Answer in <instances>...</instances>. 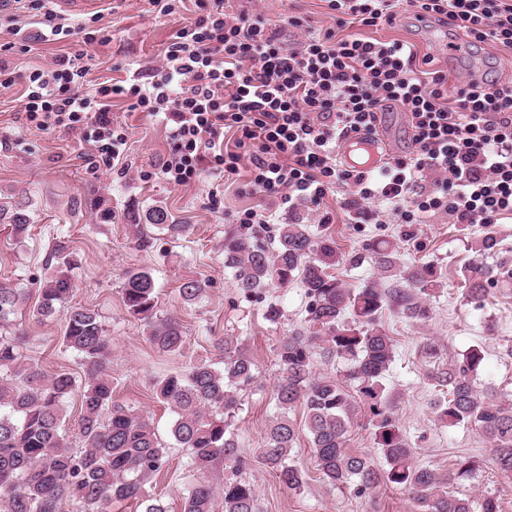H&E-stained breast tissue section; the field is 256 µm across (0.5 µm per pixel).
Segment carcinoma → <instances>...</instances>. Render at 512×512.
<instances>
[{"label":"carcinoma","mask_w":512,"mask_h":512,"mask_svg":"<svg viewBox=\"0 0 512 512\" xmlns=\"http://www.w3.org/2000/svg\"><path fill=\"white\" fill-rule=\"evenodd\" d=\"M130 224L146 222L179 237L190 225L177 224L171 213L154 206L142 213H126ZM17 239L29 231V216L17 209L8 217ZM379 270L394 267L393 245L378 240L369 246ZM53 258L57 267L38 283L37 315L47 319L68 301L71 293L67 246L59 243ZM336 246L313 234L310 225L293 220L280 225L278 244L270 248L245 226L224 237V268L246 297H261L267 288L286 287L299 280L307 298L304 323L279 337L276 355L281 375L274 396L278 416L269 426L260 457L290 490L301 488L305 472L292 455L298 432L288 413L304 406L317 470L335 487L366 492L380 485L408 491L419 512H500L493 497L476 502L448 491V483L469 476L475 464L460 459L448 478L415 462L386 393L385 379L393 360V338L379 325L387 305L413 319H426L430 292L440 286L441 271L430 264L399 271L400 287L386 290L372 280L351 290L331 273ZM467 295L481 303L491 284V273L476 260L463 271ZM207 282L189 278L180 286L184 302L192 304ZM122 299L127 312L144 322L150 343L169 355L181 353L183 327L173 316L158 315L155 282L149 270L123 273ZM28 302L23 288L0 282V328L8 326ZM23 337L0 335V512H63L72 501L81 512H112L119 501H140L146 483L166 465V448L144 415L112 401L108 361L112 338L99 315L85 307L68 310L62 345L75 353L83 371L81 380L67 372L46 373L26 361L20 351ZM224 366L208 361L193 364L184 373L168 374L155 383L157 399L176 414L170 435L190 451L189 464L197 476L184 496L183 512H257V493L242 478L247 465L233 431L243 392L256 379L253 360L239 339L219 341ZM341 359L344 381L316 373L317 356ZM481 349L473 348L448 363L444 382L448 398L436 405L437 417L450 426H474L491 443L497 467L512 472V400L477 386L483 363ZM80 398L78 431L63 428L64 403ZM371 414L374 443L385 465L364 453L346 448L348 434L361 406Z\"/></svg>","instance_id":"obj_1"}]
</instances>
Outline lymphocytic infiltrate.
<instances>
[{
	"label": "lymphocytic infiltrate",
	"mask_w": 512,
	"mask_h": 512,
	"mask_svg": "<svg viewBox=\"0 0 512 512\" xmlns=\"http://www.w3.org/2000/svg\"><path fill=\"white\" fill-rule=\"evenodd\" d=\"M40 37L81 36L83 49L27 72L0 59V88L24 82L26 125L74 131L90 143L88 168L121 160L126 128L111 102L164 115L172 149L159 175L178 187L203 171L231 179L248 169L250 193L294 211L321 206L337 187H351L344 206L352 223L376 224L371 205L388 203L399 223L443 213L456 224H494L512 215V82L467 79L449 84L414 44L359 36L360 27L393 23L401 5L418 20L460 32L473 47L512 48V0H326L335 27L301 28L286 48L282 28L259 12H230L224 0H199L194 16L172 35L160 66L84 89L86 24L63 23L50 0H32ZM407 114L411 150L370 172L343 168L336 152L349 136L376 131L387 105ZM233 145H226L228 133ZM432 187H425V180Z\"/></svg>",
	"instance_id": "f902f5d3"
}]
</instances>
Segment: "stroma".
I'll return each instance as SVG.
<instances>
[{"instance_id": "stroma-1", "label": "stroma", "mask_w": 512, "mask_h": 512, "mask_svg": "<svg viewBox=\"0 0 512 512\" xmlns=\"http://www.w3.org/2000/svg\"><path fill=\"white\" fill-rule=\"evenodd\" d=\"M58 14L72 21L98 15L97 40L90 48L89 80L99 83L125 78L127 70L149 67L162 56L170 37L183 27L195 9V0H181L176 13L157 16L149 0H53ZM231 11L258 10L273 23L300 16L317 27L331 25L324 0H229ZM40 25L29 17L22 35H13L8 17L0 16V44H10L9 60L20 70L44 66L63 52L72 51L73 40L44 43L38 40ZM361 36L413 42L419 54L434 56L435 65L451 79L486 75L500 81L512 79V49L464 47L456 37L455 49L441 52L433 28L425 27L402 11L392 24L360 28ZM22 84L0 89V206L27 211L31 228L24 241L9 237L0 227V281H11L35 293L34 281L52 273L51 250L56 242L67 244L74 266L70 271L73 292L68 306H84L97 312L112 338L110 369L116 402L147 416L158 437L167 445L168 463L145 491L162 499L168 512H183V495L194 482L186 449L173 445L170 426L174 414L157 401L153 387L169 373L186 371L193 363H221L217 339L238 337L257 369V379L247 390L235 419L239 446L248 459L242 476L258 494V512H416L417 505L405 491L381 486L360 495L324 482L316 469L311 442L304 432L305 411L290 413L300 434L294 450L296 462L306 474L304 485L290 490L259 458V450L278 409L272 389L281 371L276 356L279 336L304 322L306 298L299 284L266 289L261 299L244 297L224 267V237L237 232V211L254 205L255 196L243 193L241 183L226 184L220 208H213L208 192L213 177L174 187L159 177L140 180L136 172L160 166L171 144L162 120L133 112L127 102L112 103V118L128 128L125 156L118 164L87 169L74 135L26 127L21 114ZM347 188H337L322 208L333 221L318 223L307 206L298 215L316 234L332 239L339 262L334 274L346 287L357 289L371 279L383 288L397 280L380 278L369 246L385 239L396 247V265L405 269L432 264L442 273L441 285L428 300L430 315L424 320L406 318L394 306L385 307L379 323L394 340V360L386 385L392 395L399 423L419 463L448 474L457 460L476 465L473 476L453 482L450 492L475 499L489 495L499 501L500 512H512V473L492 464L491 445L481 431L451 427L438 420L435 404L446 394L437 378L450 361L472 348L484 353L476 382L480 387L512 396V219L496 224H455L446 215H426L422 223L406 227L397 223L390 209H383L378 224L349 223L341 203ZM166 207L177 222L189 225L185 236L173 238L150 224L127 223L130 209ZM492 234L497 246L484 258L487 267L501 273L490 286L482 307L465 297L462 271L473 258L475 238ZM149 247L140 248L139 238ZM361 264H352L355 255ZM131 268L151 271L158 288L159 312L182 323L186 343L181 354L156 350L146 339L142 322L130 316L123 304L121 276ZM206 280L208 286L192 304L184 303L179 287L185 279ZM281 308L280 324L265 317L268 304ZM67 308H59L47 321L32 308L16 316L7 335L23 334L22 351L31 362L55 372L81 375L80 362L61 344Z\"/></svg>"}]
</instances>
